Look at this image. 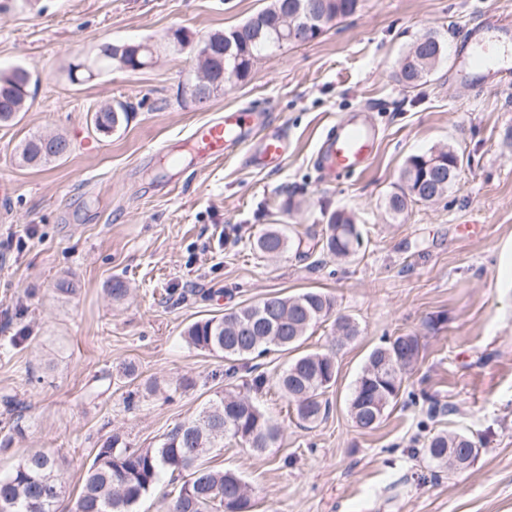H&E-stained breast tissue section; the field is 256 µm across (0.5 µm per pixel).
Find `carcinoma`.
Segmentation results:
<instances>
[{"label": "carcinoma", "instance_id": "obj_1", "mask_svg": "<svg viewBox=\"0 0 512 512\" xmlns=\"http://www.w3.org/2000/svg\"><path fill=\"white\" fill-rule=\"evenodd\" d=\"M361 2L269 0L264 9L242 24L204 37L203 42L211 44L212 56L197 57V68L224 71L229 84L242 81L258 60L294 44L287 36L263 27V19L273 20L294 12L300 3L308 4L315 11V25L322 35L337 20L355 14ZM142 45L146 50L135 61L115 58L112 44L104 43L87 61V68L69 78L83 82L125 63L131 65V71H139L157 48L148 41ZM444 55L445 46L437 36L416 38L400 59V81L407 88L422 85ZM37 85L38 79L22 67L0 70V123L12 122L27 111ZM133 111L130 103L118 100L96 110L90 123L96 132L107 135L128 123ZM70 151V141L62 134L33 133L18 146V159L24 165L40 166ZM457 159L452 149L432 152L424 161L418 155L409 157L401 171L402 185L387 198L389 212L399 216L411 200L430 202L443 197L459 177V170L454 168ZM303 244L302 239L294 242L275 227L266 229L256 241L257 249L265 255H279ZM361 246L362 234L355 216L344 210L333 213L321 240L322 251L351 258ZM334 307L331 297L316 290L268 296L190 323L184 329V339L190 346L221 354L250 372L255 368L248 366L249 360L273 347L293 354L275 379L256 372L248 388L260 393L274 382L295 405L298 419L314 424L329 411L324 395L336 382L337 353L358 335L354 320L347 315L333 316ZM331 317L336 330L332 348L326 352L300 350L309 330ZM419 357V338L412 334L397 336L369 353L349 399V412L357 428L378 427L387 409L397 401L407 371ZM239 368L230 367L224 376L235 377ZM280 435L278 424L250 396L219 392L196 416L175 425L156 448H133L118 434L103 440L86 469L72 512H134L165 471L175 474L179 481L172 490L170 512H254L255 502L243 479L231 469L209 465L205 457L213 449L224 447L226 438L255 453H264L277 447ZM473 448L475 442L469 435L441 431L429 435L416 453L436 467L462 470ZM59 471L53 454L40 450L26 454L9 476L0 478V505L9 504L8 512H55L65 493Z\"/></svg>", "mask_w": 512, "mask_h": 512}]
</instances>
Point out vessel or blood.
<instances>
[{
    "instance_id": "1",
    "label": "vessel or blood",
    "mask_w": 512,
    "mask_h": 512,
    "mask_svg": "<svg viewBox=\"0 0 512 512\" xmlns=\"http://www.w3.org/2000/svg\"><path fill=\"white\" fill-rule=\"evenodd\" d=\"M512 44V18L492 15L472 24L459 49L462 78L481 86L498 82L512 72V59L504 49ZM258 120L254 113L225 111L224 115L198 127L191 143L206 161L224 158L242 145H250L249 161L263 168H276L288 155L287 136L267 131L252 141ZM378 146V132L365 112H353L337 120L316 154L318 167L329 177L367 170Z\"/></svg>"
}]
</instances>
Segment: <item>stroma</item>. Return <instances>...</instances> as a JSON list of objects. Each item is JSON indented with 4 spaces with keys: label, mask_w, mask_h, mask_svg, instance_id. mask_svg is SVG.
Wrapping results in <instances>:
<instances>
[{
    "label": "stroma",
    "mask_w": 512,
    "mask_h": 512,
    "mask_svg": "<svg viewBox=\"0 0 512 512\" xmlns=\"http://www.w3.org/2000/svg\"><path fill=\"white\" fill-rule=\"evenodd\" d=\"M268 0H0V69L27 68L39 85L14 125L0 126V400L20 402L24 434L0 446V477L30 448L60 455L70 512L99 440L118 432L154 448L177 423L228 390V364L189 347L191 322L272 295L314 288L350 316L359 334L337 357L330 411L300 425L274 387L258 394L279 424L278 447L255 454L235 443L215 464L239 471L259 512H512V286L501 255L512 242V82L473 87L452 73L463 30L487 14L512 16V0H363L317 40L261 59L251 74L203 105L180 94L195 78L194 44L162 52L137 72L119 68L75 84L71 63L104 43L159 41L184 28L195 40L234 27ZM424 34L448 56L426 83L396 74ZM122 100L134 113L109 135L87 124ZM365 109L380 131L368 169L323 182L314 162L345 113ZM247 109L267 114L291 143L276 169L243 155L164 164L195 128ZM60 133L63 159L21 165L30 133ZM453 148L455 185L400 217L386 209L414 154ZM359 219L363 246L339 261L323 254L332 213ZM311 246L276 258L254 243L270 225ZM119 277L128 296L106 288ZM70 296L55 293L61 279ZM421 357L398 404L372 431L355 427L348 403L369 352L403 334ZM142 394L128 408L125 364ZM111 386L99 397L97 378ZM464 432L477 455L457 473L412 455L415 438Z\"/></svg>",
    "instance_id": "stroma-1"
}]
</instances>
